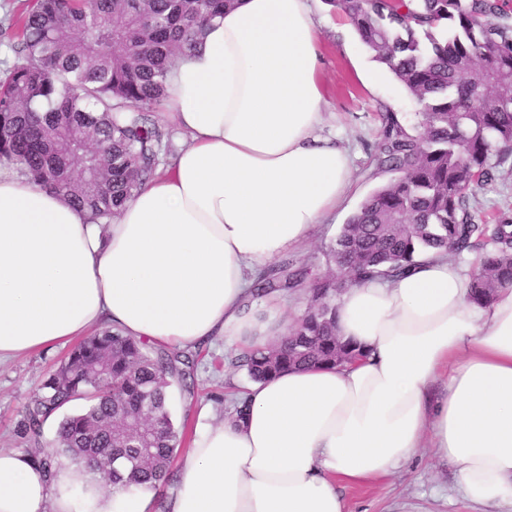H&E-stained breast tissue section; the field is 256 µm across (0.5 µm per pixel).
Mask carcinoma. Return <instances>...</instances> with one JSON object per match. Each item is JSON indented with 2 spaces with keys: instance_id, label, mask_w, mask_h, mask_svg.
<instances>
[{
  "instance_id": "obj_1",
  "label": "carcinoma",
  "mask_w": 512,
  "mask_h": 512,
  "mask_svg": "<svg viewBox=\"0 0 512 512\" xmlns=\"http://www.w3.org/2000/svg\"><path fill=\"white\" fill-rule=\"evenodd\" d=\"M234 0H35L18 23L20 60L0 82V162L109 219L152 177L166 129L150 118L178 56ZM372 58L421 108L409 129L391 112L377 169L391 178L361 202L288 335L230 359L255 382L288 369L344 366L361 356L336 336L343 278L395 277L426 250L486 246L471 298L512 284V211L480 224L469 194L512 150V21L503 0H328ZM298 280L288 266L255 279L252 297ZM194 359L108 330L76 346L24 407L25 449L50 478L67 462L116 489L170 479L180 436L169 389ZM58 417V444L42 446Z\"/></svg>"
}]
</instances>
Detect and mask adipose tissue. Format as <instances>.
<instances>
[{
	"label": "adipose tissue",
	"mask_w": 512,
	"mask_h": 512,
	"mask_svg": "<svg viewBox=\"0 0 512 512\" xmlns=\"http://www.w3.org/2000/svg\"><path fill=\"white\" fill-rule=\"evenodd\" d=\"M311 0H235L169 79L187 143L109 223L0 163V365L107 324L166 349L284 335L250 304L259 269L303 245L354 180L320 135L325 94ZM447 256L349 286L345 367L291 369L196 407L165 512H345L339 484L394 475L422 447L459 467L467 501L512 512V285L485 305ZM0 512H155L76 463L45 478L0 449Z\"/></svg>",
	"instance_id": "obj_1"
}]
</instances>
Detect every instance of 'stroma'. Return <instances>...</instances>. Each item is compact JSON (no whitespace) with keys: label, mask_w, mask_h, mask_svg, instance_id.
Instances as JSON below:
<instances>
[{"label":"stroma","mask_w":512,"mask_h":512,"mask_svg":"<svg viewBox=\"0 0 512 512\" xmlns=\"http://www.w3.org/2000/svg\"><path fill=\"white\" fill-rule=\"evenodd\" d=\"M316 18L322 33L321 82L327 107L321 134L338 137L348 148L354 166V185L344 204L328 220L316 225L301 248L279 257V264L300 271L305 279L327 274L330 250L342 224L379 185L373 158L382 138L384 113H394L406 126H415L419 107L390 74L377 80L366 78L374 62L353 29L336 30L332 22L337 8L316 0ZM495 177L470 198L482 215L512 210V154L497 166ZM68 346L32 353L0 366V448L24 450L26 442L17 432L26 402L41 387L48 374L68 354ZM198 361L193 390L172 387L170 410L182 445H189L195 426L194 405L212 402L213 393L232 394L243 380L242 372L229 367L236 353L230 343L197 347ZM213 403V402H212ZM458 470L448 461L423 448L404 463L392 478L366 485H343L339 491L346 512H479L457 491Z\"/></svg>","instance_id":"obj_1"}]
</instances>
